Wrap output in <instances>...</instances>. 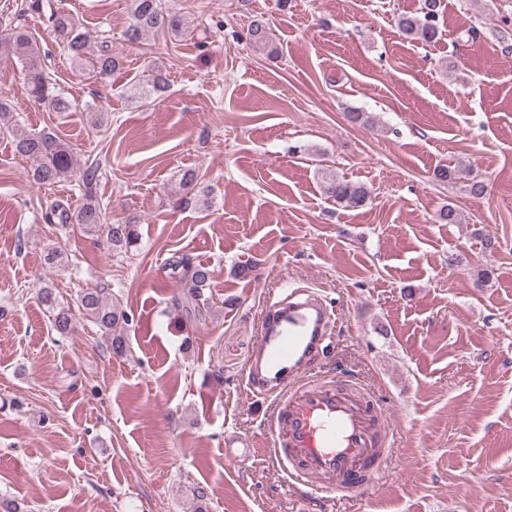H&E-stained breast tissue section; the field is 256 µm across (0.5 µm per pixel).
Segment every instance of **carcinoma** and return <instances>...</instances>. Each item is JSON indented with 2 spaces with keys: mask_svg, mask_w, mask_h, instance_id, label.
<instances>
[{
  "mask_svg": "<svg viewBox=\"0 0 512 512\" xmlns=\"http://www.w3.org/2000/svg\"><path fill=\"white\" fill-rule=\"evenodd\" d=\"M130 22L125 31L127 41L139 42L149 32L164 31L177 38L185 31L181 15L167 11L162 0H129ZM441 0H423L420 14L403 16L399 19L400 31L413 40L432 42L437 34V21ZM50 35L58 47L72 62L90 63V73L97 78L109 77L120 68L122 60L104 45L96 52L89 49V40L81 30V24L75 17L62 8L51 11L49 16ZM250 42L264 45L268 42V24L264 16L256 15L248 27ZM8 54L17 58L26 67L28 93L39 103L50 105L56 112L70 109L68 100L55 91L56 80L39 59V49L32 37L22 29L16 28L4 38ZM15 154L30 162L28 175L39 186L54 184L64 178L77 177L78 185L83 187L87 197L86 204L74 215L67 210H56L54 218L60 224L73 223L83 229H97L106 234L107 241L115 246L133 245L138 234L132 224L105 223V210L95 199L93 184L98 181L99 169L94 165L77 168L76 159L70 148L60 139L47 132L22 134L13 137ZM327 198L334 200L342 208H358L370 198L368 188L356 182L339 178H330L324 184ZM461 221L459 210L452 204L442 206L436 214L439 224H458ZM173 269L181 273L185 295L193 300L204 296V289L210 287L212 272L205 266L193 264L183 257L172 263ZM41 302L53 312L54 327L62 335L73 329V314L69 307L58 303L52 289L44 287L39 291ZM79 310L98 326L103 335L111 337V347L115 354L123 355L128 344L124 336L126 316L112 308L103 291L86 290L79 298Z\"/></svg>",
  "mask_w": 512,
  "mask_h": 512,
  "instance_id": "cac0c4a2",
  "label": "carcinoma"
}]
</instances>
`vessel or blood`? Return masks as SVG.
I'll return each instance as SVG.
<instances>
[{"label": "vessel or blood", "instance_id": "obj_1", "mask_svg": "<svg viewBox=\"0 0 512 512\" xmlns=\"http://www.w3.org/2000/svg\"><path fill=\"white\" fill-rule=\"evenodd\" d=\"M334 308L314 291H291L266 308L245 391L275 400L269 457L296 484L353 498L379 480L390 458L386 403L312 365L336 330Z\"/></svg>", "mask_w": 512, "mask_h": 512}]
</instances>
